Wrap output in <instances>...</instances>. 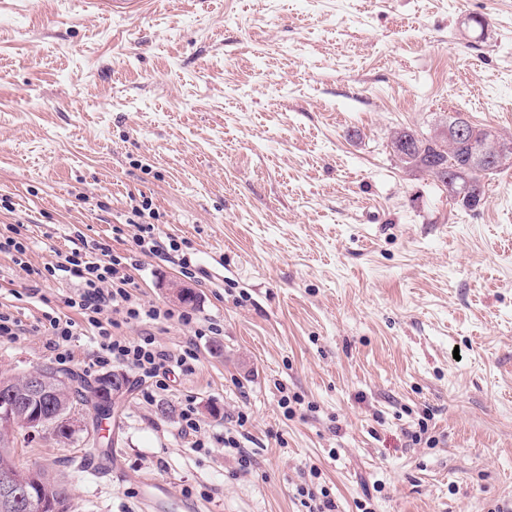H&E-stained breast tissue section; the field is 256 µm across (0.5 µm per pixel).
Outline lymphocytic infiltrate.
<instances>
[{
	"instance_id": "1",
	"label": "lymphocytic infiltrate",
	"mask_w": 512,
	"mask_h": 512,
	"mask_svg": "<svg viewBox=\"0 0 512 512\" xmlns=\"http://www.w3.org/2000/svg\"><path fill=\"white\" fill-rule=\"evenodd\" d=\"M136 263L133 257L109 253L99 258L95 246L81 244L62 255L60 260L45 266L42 280L73 278L77 287L66 301L77 313L76 318L44 312L43 326L49 337L48 345L59 364L73 358L71 342L78 334L80 324L91 326L96 334L97 364L105 366L121 363L137 376L140 396L144 402L154 401L158 393L167 391L172 370L193 372L198 362L196 337L218 333L217 323L201 319L195 313L178 311L142 301L133 293L132 275ZM173 322L191 327L195 337L177 350L162 348L148 325ZM143 325L144 331L136 338L123 336L122 326Z\"/></svg>"
}]
</instances>
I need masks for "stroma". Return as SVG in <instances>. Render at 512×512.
Returning a JSON list of instances; mask_svg holds the SVG:
<instances>
[{
	"label": "stroma",
	"mask_w": 512,
	"mask_h": 512,
	"mask_svg": "<svg viewBox=\"0 0 512 512\" xmlns=\"http://www.w3.org/2000/svg\"><path fill=\"white\" fill-rule=\"evenodd\" d=\"M451 112L512 137V0H0V226L40 269L82 240L129 253L112 228L142 217L193 275L141 258L137 295L178 309L180 284L223 329L156 401L128 374L111 420L17 438V463L76 512H144L148 479L168 512H308L304 488L512 512V171L470 211L391 149ZM75 286L0 254L24 325L0 378L57 365L39 321ZM188 398L209 451L179 431Z\"/></svg>",
	"instance_id": "obj_1"
}]
</instances>
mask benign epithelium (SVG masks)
Returning a JSON list of instances; mask_svg holds the SVG:
<instances>
[{"mask_svg":"<svg viewBox=\"0 0 512 512\" xmlns=\"http://www.w3.org/2000/svg\"><path fill=\"white\" fill-rule=\"evenodd\" d=\"M451 142H462L469 147L467 166L470 168H502L512 164V154H505L495 130L485 131L486 137L476 141L479 133L469 120L460 115L441 130ZM126 376L112 371L101 376L95 383L94 403L101 397L117 400L124 392ZM74 385L70 379L52 375L40 369L30 370L22 375L0 379V447L11 448L18 426H23L26 434L32 435L51 431L63 438L75 435L82 428L81 413L71 407ZM56 402V414L49 418L42 412L47 401ZM44 479L37 478L36 471L18 474L12 470L0 471V504L10 508L17 501L29 503L43 495Z\"/></svg>","mask_w":512,"mask_h":512,"instance_id":"benign-epithelium-1","label":"benign epithelium"}]
</instances>
